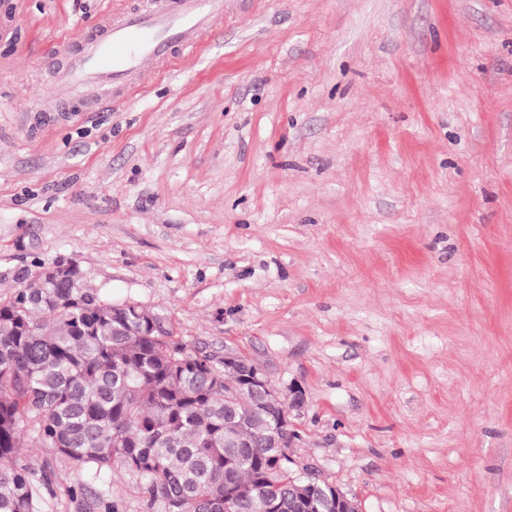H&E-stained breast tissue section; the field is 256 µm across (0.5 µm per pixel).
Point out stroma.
Segmentation results:
<instances>
[{"label": "stroma", "instance_id": "35a3bbf8", "mask_svg": "<svg viewBox=\"0 0 512 512\" xmlns=\"http://www.w3.org/2000/svg\"><path fill=\"white\" fill-rule=\"evenodd\" d=\"M114 2L0 0V297L72 260L300 388L294 470L361 512H512V0H226L193 59L46 122L47 56ZM20 454L81 512L75 462Z\"/></svg>", "mask_w": 512, "mask_h": 512}]
</instances>
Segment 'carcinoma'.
I'll return each instance as SVG.
<instances>
[{
  "instance_id": "cac0c4a2",
  "label": "carcinoma",
  "mask_w": 512,
  "mask_h": 512,
  "mask_svg": "<svg viewBox=\"0 0 512 512\" xmlns=\"http://www.w3.org/2000/svg\"><path fill=\"white\" fill-rule=\"evenodd\" d=\"M155 314L114 304L84 280L0 298V512H37L19 449L73 460L84 498L114 467L139 479L145 512H336L330 484L300 480L274 422L239 371L154 329ZM239 447H233V444Z\"/></svg>"
}]
</instances>
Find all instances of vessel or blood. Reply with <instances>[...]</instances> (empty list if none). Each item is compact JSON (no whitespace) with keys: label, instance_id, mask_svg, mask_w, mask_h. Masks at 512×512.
Instances as JSON below:
<instances>
[{"label":"vessel or blood","instance_id":"b4317fda","mask_svg":"<svg viewBox=\"0 0 512 512\" xmlns=\"http://www.w3.org/2000/svg\"><path fill=\"white\" fill-rule=\"evenodd\" d=\"M225 0H132L97 30L65 41L54 55L52 80L64 96L62 111L84 110L86 92L96 105L129 97L150 66L190 58L202 37L224 17Z\"/></svg>","mask_w":512,"mask_h":512}]
</instances>
